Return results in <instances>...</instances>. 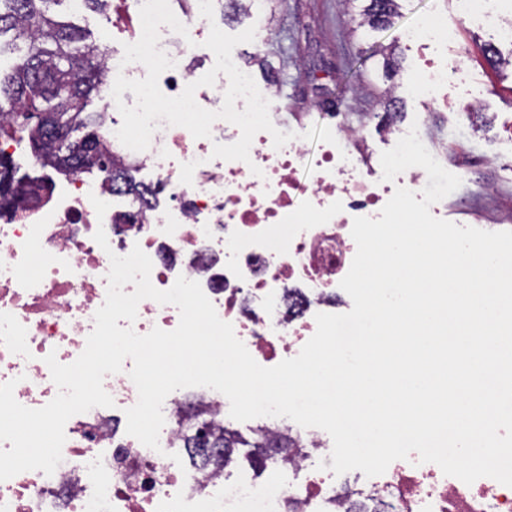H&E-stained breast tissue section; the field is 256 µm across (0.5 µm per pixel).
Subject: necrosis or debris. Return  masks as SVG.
<instances>
[{"label":"necrosis or debris","instance_id":"1","mask_svg":"<svg viewBox=\"0 0 512 512\" xmlns=\"http://www.w3.org/2000/svg\"><path fill=\"white\" fill-rule=\"evenodd\" d=\"M169 3L188 30L183 36L159 28L157 47L174 62L159 87L175 97L201 77L188 61L198 56L210 23L198 5ZM455 6L456 23L428 18L409 31V40L445 46L456 42L459 24L478 22L492 29L497 44L512 47V0H455ZM123 57V51L109 52L101 84L111 145L121 126L112 97L117 76L138 80L147 74L143 64ZM338 132L340 145L326 146L318 170L302 184L303 137L278 149L262 131L249 162L226 161L213 158V146L236 142L237 126L219 119L210 137L197 139L162 119L149 147L132 154L163 199L156 209L139 212L102 180L76 176L52 182L39 205L0 214V384L15 381L16 400L29 408L56 397L46 356L68 365L84 351L106 299L110 257L136 246L152 261L157 289H170L181 276L199 282L258 364L273 367L297 356L316 331V314L352 307L340 282L357 250L354 218H379L396 187L418 193L427 179L419 167L392 182L373 178L357 131L343 125ZM250 163L257 173L247 172ZM96 198L108 203L105 215H97ZM100 228L109 242L105 249L93 239ZM179 319L175 305L145 299L135 322L118 325L144 335L156 327L174 330ZM132 367L125 360L121 372L104 379L113 407L67 421L62 461L53 474L25 471L0 482V512H348L356 503L364 512H386L391 505L396 512H512V487L489 477L465 484L414 454L376 477L359 470L334 475L325 432L286 417L262 420L297 442L276 456L278 478L260 479L237 458L220 455L200 470L175 449L184 434L197 431L193 414L223 426L227 397L206 387L171 392L154 450L118 426L138 400Z\"/></svg>","mask_w":512,"mask_h":512}]
</instances>
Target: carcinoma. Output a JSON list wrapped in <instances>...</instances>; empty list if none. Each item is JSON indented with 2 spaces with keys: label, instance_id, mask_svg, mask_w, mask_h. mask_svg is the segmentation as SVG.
I'll list each match as a JSON object with an SVG mask.
<instances>
[{
  "label": "carcinoma",
  "instance_id": "carcinoma-1",
  "mask_svg": "<svg viewBox=\"0 0 512 512\" xmlns=\"http://www.w3.org/2000/svg\"><path fill=\"white\" fill-rule=\"evenodd\" d=\"M64 0H0V56L8 51L12 62L0 64V139L30 149L38 165L68 177L99 172L105 181L135 197L141 207L159 204L156 194L136 180L137 168L126 165L104 142L102 112H87L92 93L99 91L106 71L109 48L63 20L55 7ZM400 0H364L358 26L380 29L392 23ZM45 180L18 175L13 156L0 151V211H13L22 200L39 196ZM289 448L286 436L273 438ZM261 435L252 441L224 429L210 440L200 429L184 437V447L194 465L205 468L212 455L205 448L224 453L245 445L267 448L271 440Z\"/></svg>",
  "mask_w": 512,
  "mask_h": 512
}]
</instances>
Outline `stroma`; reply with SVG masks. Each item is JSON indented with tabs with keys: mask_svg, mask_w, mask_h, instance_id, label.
<instances>
[{
	"mask_svg": "<svg viewBox=\"0 0 512 512\" xmlns=\"http://www.w3.org/2000/svg\"><path fill=\"white\" fill-rule=\"evenodd\" d=\"M401 5L391 26L368 32L357 30L358 16L347 0H281L270 24L245 19L220 28L230 35L254 28V40L238 44L235 54L248 64L258 89L268 78L278 79L270 111L282 128H312L300 177L315 169L342 124L359 129L373 157L389 150L383 126L391 95L401 102L400 121L422 122L428 143L446 152L447 171L462 180L445 204L449 221L478 224L489 215L512 231V172L487 160L494 150L512 160V144L500 141L503 121L512 116V66L493 65L486 53L489 33L468 23L448 49L432 52L409 43L408 31L424 19H452L455 0ZM390 47L402 58L401 70L391 76L383 68ZM429 60L448 67V105L433 113L415 90Z\"/></svg>",
	"mask_w": 512,
	"mask_h": 512,
	"instance_id": "obj_1",
	"label": "stroma"
}]
</instances>
